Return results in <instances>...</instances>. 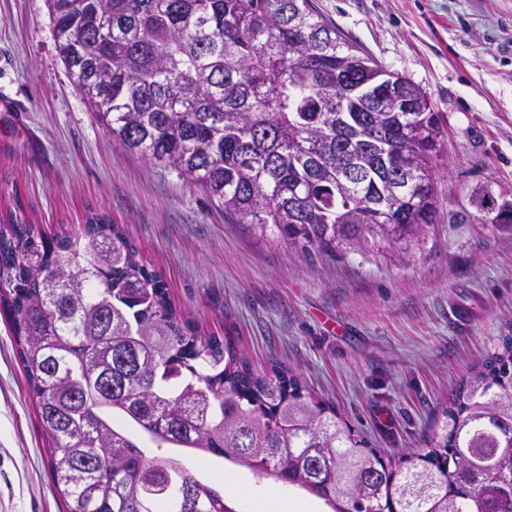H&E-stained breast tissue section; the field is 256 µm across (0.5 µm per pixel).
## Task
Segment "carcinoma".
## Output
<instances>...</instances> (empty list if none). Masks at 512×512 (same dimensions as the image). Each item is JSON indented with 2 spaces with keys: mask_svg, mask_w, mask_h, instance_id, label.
<instances>
[{
  "mask_svg": "<svg viewBox=\"0 0 512 512\" xmlns=\"http://www.w3.org/2000/svg\"><path fill=\"white\" fill-rule=\"evenodd\" d=\"M59 56L112 138L201 186L260 239L331 255L409 247L437 220L445 139L426 92L342 37L313 0H46ZM361 166L336 157V106ZM428 184L394 195L377 143ZM485 224L505 205L478 200ZM0 304L68 512H238L156 448L223 457L332 512H512V337L463 383L421 463L385 465L300 378L255 373L171 303L118 225L47 238L21 202L0 225Z\"/></svg>",
  "mask_w": 512,
  "mask_h": 512,
  "instance_id": "cac0c4a2",
  "label": "carcinoma"
}]
</instances>
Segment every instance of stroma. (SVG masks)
I'll use <instances>...</instances> for the list:
<instances>
[{"instance_id": "1", "label": "stroma", "mask_w": 512, "mask_h": 512, "mask_svg": "<svg viewBox=\"0 0 512 512\" xmlns=\"http://www.w3.org/2000/svg\"><path fill=\"white\" fill-rule=\"evenodd\" d=\"M386 69L425 90L447 131L438 219L406 257H335L260 239L203 189L100 124L58 55L45 0H0V219L22 199L45 236L91 214L121 225L172 302L276 366L386 463L428 452L460 384L512 336V224H482V191L512 201V0H314ZM236 504L280 488L172 448ZM10 324L0 313V512H66Z\"/></svg>"}]
</instances>
